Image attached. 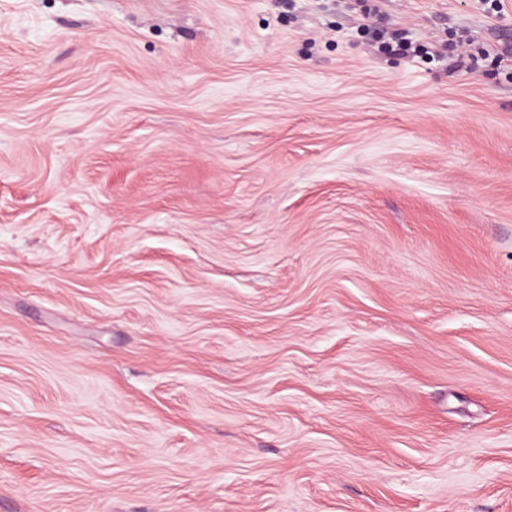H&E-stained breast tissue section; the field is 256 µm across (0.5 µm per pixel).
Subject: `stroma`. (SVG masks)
Wrapping results in <instances>:
<instances>
[{
  "instance_id": "stroma-1",
  "label": "stroma",
  "mask_w": 512,
  "mask_h": 512,
  "mask_svg": "<svg viewBox=\"0 0 512 512\" xmlns=\"http://www.w3.org/2000/svg\"><path fill=\"white\" fill-rule=\"evenodd\" d=\"M508 48L512 0H0V512H512Z\"/></svg>"
}]
</instances>
